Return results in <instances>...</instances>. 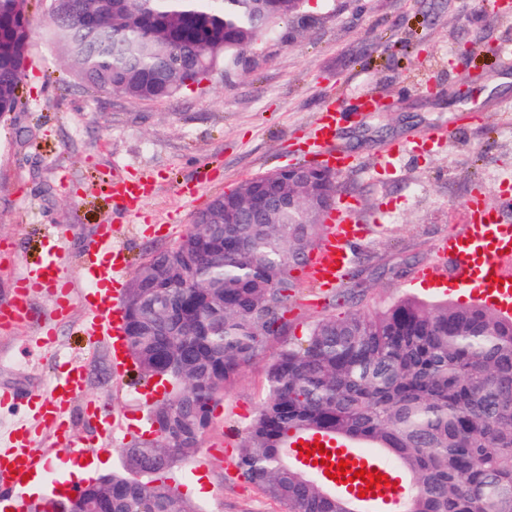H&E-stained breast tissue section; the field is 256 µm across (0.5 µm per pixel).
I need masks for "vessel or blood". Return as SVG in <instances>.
I'll return each mask as SVG.
<instances>
[{"mask_svg": "<svg viewBox=\"0 0 512 512\" xmlns=\"http://www.w3.org/2000/svg\"><path fill=\"white\" fill-rule=\"evenodd\" d=\"M346 114L342 105L331 103L319 113L308 151L319 157L321 163L335 172H342L351 158L336 144V133ZM471 217L464 234L450 238L442 246L448 262L447 270L425 271L423 282L442 279L452 293L468 296L512 316V224L501 223L498 212L485 204H468ZM359 232L354 211L345 204L338 205L328 218L322 236L307 263V276L324 291L340 287L353 260L352 240ZM59 242H47L40 259L33 263L16 283L11 303L0 308V323L21 319L28 310L30 290L35 286H60L58 271ZM128 267L122 248L115 246L109 233H102L99 247L84 256L75 268L78 279L89 285L85 296L90 312L86 326L88 334L105 333L112 349L113 365L117 371H126L128 357L123 338L124 314L119 304L122 276ZM85 376L82 365L69 361L57 373L48 389L33 398L34 414L44 422L60 421L67 403L75 396L85 394ZM302 448H289L290 459L307 472H316L312 458L306 451L321 444L335 460H346L351 471L366 470L387 476L384 484L374 485L369 492H361L358 485L336 483L340 496L366 508L367 512H397L406 492V477L394 464L384 462L376 450H360L350 443L318 432L303 435ZM41 475L49 483H56V470L37 448V430L29 425L14 429L6 447L0 448V493L21 497L26 479Z\"/></svg>", "mask_w": 512, "mask_h": 512, "instance_id": "vessel-or-blood-1", "label": "vessel or blood"}]
</instances>
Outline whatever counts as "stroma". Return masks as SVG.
I'll list each match as a JSON object with an SVG mask.
<instances>
[{"label": "stroma", "instance_id": "1", "mask_svg": "<svg viewBox=\"0 0 512 512\" xmlns=\"http://www.w3.org/2000/svg\"><path fill=\"white\" fill-rule=\"evenodd\" d=\"M48 8L47 0H29L33 91L0 125V304L48 239H59L70 260L106 220L132 265L173 248L214 196L303 161L324 104L361 94L381 98L385 109L340 127L338 144L355 164L335 178L337 198L362 221L341 286L359 296L329 306L305 268H296L295 337L327 311H368L420 294L418 271L438 261L443 241L462 234L467 201L500 209L501 194L512 193V61L502 57L512 13L494 0H306L300 18L260 36L237 67L173 98L138 103L72 77L45 34ZM386 150L399 152L394 166L382 165ZM129 181L147 195L118 206L105 187ZM83 289L73 281L59 314L50 289L39 288L28 317L0 328V388L18 397L0 405V443L26 418L28 398L76 360L89 395L109 402L122 428L100 445L80 397L66 424L116 470L121 448L148 434V406L135 396L137 374L117 375L108 345L88 341ZM48 329L55 343L39 345ZM264 367L260 359L243 370L216 407L199 455L169 473L198 512H286L234 465L238 435L265 398Z\"/></svg>", "mask_w": 512, "mask_h": 512}]
</instances>
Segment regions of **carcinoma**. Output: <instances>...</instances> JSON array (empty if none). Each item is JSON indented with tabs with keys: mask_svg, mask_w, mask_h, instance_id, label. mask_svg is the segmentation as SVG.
Listing matches in <instances>:
<instances>
[{
	"mask_svg": "<svg viewBox=\"0 0 512 512\" xmlns=\"http://www.w3.org/2000/svg\"><path fill=\"white\" fill-rule=\"evenodd\" d=\"M304 2L50 0L47 32L85 87L153 101L237 65ZM32 37L28 0H0V124L24 106ZM253 188L251 178L213 197L171 249L176 257L142 263L155 286L126 292L139 376L171 389L150 410V434L87 488L97 512H198L166 472L199 453L224 391L272 341L267 395L235 461L264 496L288 512H359L288 461L289 443L318 430L395 458L413 485L406 512H512V318L405 294L290 337L291 270L316 245L324 215L310 197L326 185L283 172L267 188L288 207L264 224L224 223V206L245 209ZM153 433L174 446L153 447Z\"/></svg>",
	"mask_w": 512,
	"mask_h": 512,
	"instance_id": "carcinoma-1",
	"label": "carcinoma"
}]
</instances>
